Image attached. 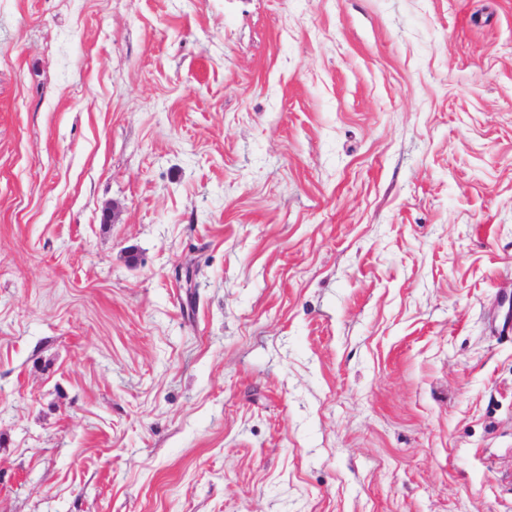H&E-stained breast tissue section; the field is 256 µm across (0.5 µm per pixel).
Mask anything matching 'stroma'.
I'll use <instances>...</instances> for the list:
<instances>
[{"instance_id": "stroma-1", "label": "stroma", "mask_w": 512, "mask_h": 512, "mask_svg": "<svg viewBox=\"0 0 512 512\" xmlns=\"http://www.w3.org/2000/svg\"><path fill=\"white\" fill-rule=\"evenodd\" d=\"M0 512H512V0H0Z\"/></svg>"}]
</instances>
